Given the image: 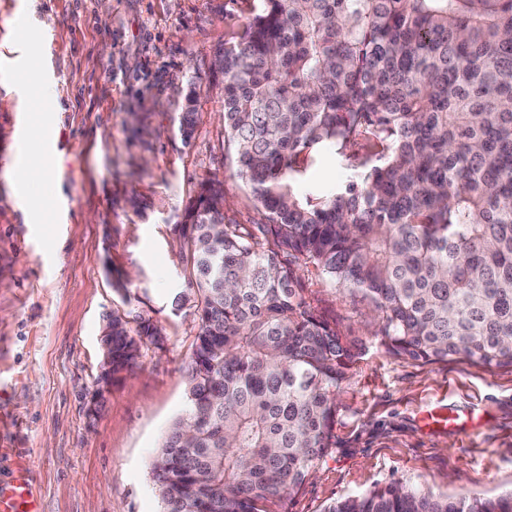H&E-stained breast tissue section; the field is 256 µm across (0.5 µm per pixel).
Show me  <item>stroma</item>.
Masks as SVG:
<instances>
[{
  "label": "stroma",
  "instance_id": "1",
  "mask_svg": "<svg viewBox=\"0 0 512 512\" xmlns=\"http://www.w3.org/2000/svg\"><path fill=\"white\" fill-rule=\"evenodd\" d=\"M254 0H0V486L29 471L42 512H161L150 463L186 411L184 368L198 317L176 306L186 288L174 226L203 181L224 182L227 214L257 224L219 119L216 48ZM39 59L56 98L48 147L28 145L33 93L7 81ZM197 85V120L183 140V99ZM58 206L28 222L46 192ZM27 159L30 186L12 175ZM123 291H115V281ZM307 296L363 350L336 399L332 453L279 512H323L331 500L401 480L453 498L512 491V369L463 358L397 357L376 335L374 305L316 273ZM152 318L145 351L89 415L113 311ZM467 418L468 434L430 428L423 413Z\"/></svg>",
  "mask_w": 512,
  "mask_h": 512
}]
</instances>
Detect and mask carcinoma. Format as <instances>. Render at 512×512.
<instances>
[{
    "label": "carcinoma",
    "mask_w": 512,
    "mask_h": 512,
    "mask_svg": "<svg viewBox=\"0 0 512 512\" xmlns=\"http://www.w3.org/2000/svg\"><path fill=\"white\" fill-rule=\"evenodd\" d=\"M224 138L265 222L210 179L175 225L199 329L187 412L155 454L161 512H275L331 453L358 353L308 301L315 270L375 306L395 356L512 368V0H257L214 53ZM195 90L180 132L191 138ZM363 136L375 163L303 190ZM161 335L112 312V373ZM324 512H512L390 481Z\"/></svg>",
    "instance_id": "obj_1"
}]
</instances>
